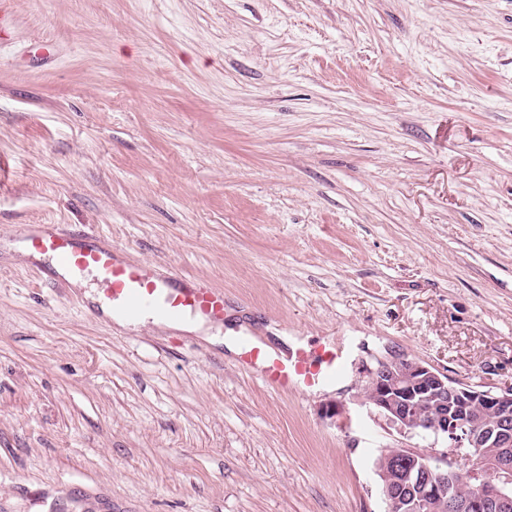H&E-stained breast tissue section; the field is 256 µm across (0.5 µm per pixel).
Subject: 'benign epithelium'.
<instances>
[{"mask_svg":"<svg viewBox=\"0 0 512 512\" xmlns=\"http://www.w3.org/2000/svg\"><path fill=\"white\" fill-rule=\"evenodd\" d=\"M365 397L403 434L429 436L431 453L384 448L375 467L390 512L448 498V512H508L512 508V387L483 390L419 361H380ZM477 484L478 497L457 489Z\"/></svg>","mask_w":512,"mask_h":512,"instance_id":"obj_1","label":"benign epithelium"}]
</instances>
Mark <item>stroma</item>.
Here are the masks:
<instances>
[{
	"label": "stroma",
	"instance_id": "35a3bbf8",
	"mask_svg": "<svg viewBox=\"0 0 512 512\" xmlns=\"http://www.w3.org/2000/svg\"><path fill=\"white\" fill-rule=\"evenodd\" d=\"M206 280L224 327L342 355L276 393L118 326L15 231ZM512 386V0H13L0 16V512H386L429 451L378 361Z\"/></svg>",
	"mask_w": 512,
	"mask_h": 512
}]
</instances>
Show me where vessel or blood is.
<instances>
[{"mask_svg": "<svg viewBox=\"0 0 512 512\" xmlns=\"http://www.w3.org/2000/svg\"><path fill=\"white\" fill-rule=\"evenodd\" d=\"M19 236L35 253L52 255L62 267L96 272L120 314L132 318L149 314L173 323L224 319L228 302L223 292L173 271L159 272L147 263L128 264L123 248L110 240L96 236L79 240L55 224L28 225L20 229ZM238 346L240 360L252 377L279 393L310 391L346 372L341 356L324 347L281 355L248 337L240 339Z\"/></svg>", "mask_w": 512, "mask_h": 512, "instance_id": "obj_1", "label": "vessel or blood"}]
</instances>
